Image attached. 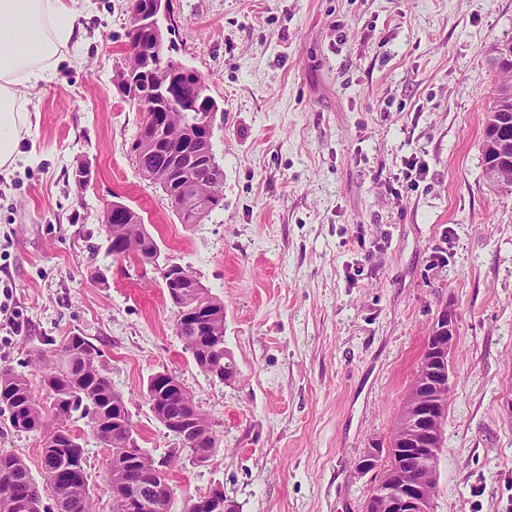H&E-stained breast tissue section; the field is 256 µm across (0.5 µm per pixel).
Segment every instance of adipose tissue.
<instances>
[{"label": "adipose tissue", "instance_id": "1", "mask_svg": "<svg viewBox=\"0 0 512 512\" xmlns=\"http://www.w3.org/2000/svg\"><path fill=\"white\" fill-rule=\"evenodd\" d=\"M77 30L69 0H0V169L16 167L23 156L24 88L52 80Z\"/></svg>", "mask_w": 512, "mask_h": 512}]
</instances>
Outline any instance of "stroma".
I'll return each mask as SVG.
<instances>
[{
    "label": "stroma",
    "instance_id": "1",
    "mask_svg": "<svg viewBox=\"0 0 512 512\" xmlns=\"http://www.w3.org/2000/svg\"><path fill=\"white\" fill-rule=\"evenodd\" d=\"M79 64L60 61L31 97L0 173V280L24 326L0 321V367L25 374L47 339L81 333L131 414L141 448L178 442L154 418L149 378L168 372L212 421L209 466L179 460L170 512L222 487L236 512H365L431 324L457 319L431 512H512V194L483 178L494 44L512 0H168L172 55L220 111L213 151L224 201L180 223L138 170L144 115L112 81L129 0H75ZM417 157L425 177L395 193ZM90 171L87 187L73 180ZM123 202L160 247L157 266L107 253ZM224 303L237 376L201 372L173 330L160 265ZM41 479L38 439L0 419V450Z\"/></svg>",
    "mask_w": 512,
    "mask_h": 512
}]
</instances>
